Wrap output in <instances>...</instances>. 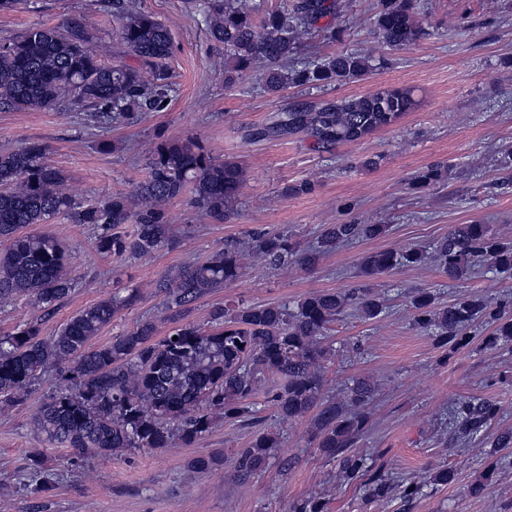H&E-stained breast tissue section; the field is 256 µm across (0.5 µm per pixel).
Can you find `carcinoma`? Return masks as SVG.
<instances>
[{
  "label": "carcinoma",
  "instance_id": "obj_1",
  "mask_svg": "<svg viewBox=\"0 0 512 512\" xmlns=\"http://www.w3.org/2000/svg\"><path fill=\"white\" fill-rule=\"evenodd\" d=\"M264 3L200 0L211 39L224 46L226 80L258 60L267 65L263 87L270 94L290 85L321 87L368 73L370 57L358 52L293 65L302 37L320 19L336 14V0H292L275 10L264 9ZM99 11L117 20V35L135 64H105L87 46L92 25L84 18L62 26H33L0 44V107L62 106L93 121L162 107L171 78L166 66L173 47L169 29L128 0H101ZM374 35L393 49L408 48L427 35L416 0H377ZM415 107L411 90L380 88L277 112L247 138L307 136L315 148L331 150L395 125ZM47 153L48 146L39 140L0 153V240L8 243L0 252V302L25 297L45 312L74 290L68 275L71 253L57 237L25 228L65 213L75 224L95 226L100 253L143 258L173 244L165 217L172 200L189 191L211 218L228 222L244 182L238 163L212 157L189 139L155 147L136 203L115 195L84 208L66 190L60 171L47 162ZM446 172V167L432 165L414 177L412 186L422 189L443 180ZM129 223L135 224L134 233L117 232L119 225ZM386 231L385 224H330L316 245L303 250L284 233L260 232L247 243L226 245L201 262L179 267L157 283L167 320L173 323L161 337L153 321L140 320L111 342L94 345L102 329L137 302L135 288L78 310L52 336L41 334L37 319L20 323L0 335V406L24 402L39 375L52 369L67 386L43 402L36 430L70 449L76 459L111 457L132 448L158 451L176 441L190 445L221 419L257 424L253 398L266 383L265 398L279 422L292 424L313 414L317 447L338 462L343 482L361 486L373 501H385L397 490L409 503L421 494L420 483L407 480L397 486L376 456L354 450L365 422L363 409L376 385L359 378L342 402L324 393L329 325L350 311L364 319L379 316L383 304L371 289L311 293L293 305L226 303L211 309L205 324L188 319L197 300L243 276L249 256L270 266L292 262L313 270L337 243L375 239ZM429 258L452 280L466 278L478 258L493 273L512 277V242L479 222L452 226L429 252H371L359 266L362 274L376 276ZM411 305L414 324L441 344H469L472 338L461 332L480 322L492 328L483 345L512 350V302L494 305L468 295L441 305L422 290ZM499 411L491 399H458L449 411L453 440L481 437ZM276 447V434L258 433L239 452L242 475L265 469ZM454 480L453 470L439 466L429 471L426 483L437 488ZM288 512H323V506L319 499L307 498L289 502Z\"/></svg>",
  "mask_w": 512,
  "mask_h": 512
}]
</instances>
